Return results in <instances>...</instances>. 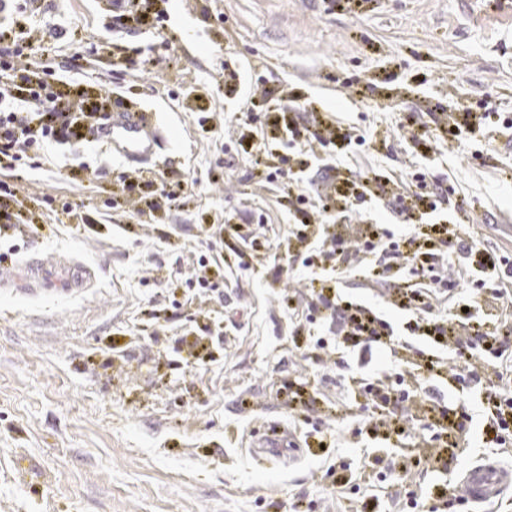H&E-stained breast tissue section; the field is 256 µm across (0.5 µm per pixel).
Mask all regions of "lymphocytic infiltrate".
I'll use <instances>...</instances> for the list:
<instances>
[{
	"label": "lymphocytic infiltrate",
	"instance_id": "f902f5d3",
	"mask_svg": "<svg viewBox=\"0 0 512 512\" xmlns=\"http://www.w3.org/2000/svg\"><path fill=\"white\" fill-rule=\"evenodd\" d=\"M29 23L26 0L10 21L0 20V241L9 240L19 225L34 223L25 200L11 180L17 179L24 156L33 149L83 140V119L90 102L53 90L56 71L45 65L33 70L30 61L42 51ZM286 154L271 159L265 144L252 145L247 160L260 182H280L281 197L295 222L288 229L274 262L279 271L302 267L307 288V313L293 333L325 328V335L301 347L312 371L329 366L344 369L343 352L357 358L359 375L349 376V406L364 429L383 435L409 436L410 423L423 432V449L404 459L386 460L376 476L386 482L412 471L442 474L440 483L404 491L411 512H461L467 501L453 477L454 449L470 445L475 417H482L485 447L495 461L512 453V254L481 248L469 231L470 216L460 213L449 224H416L415 213L437 210L447 190L425 173L410 182L376 184L377 193L391 195L395 213L410 225L394 235L379 224L365 225L349 237L335 230L337 213L352 210L344 187L321 194L302 176H287L291 149L341 144L349 147V130L328 123L307 132L285 126ZM354 277L380 286L392 306L414 314L409 330L427 337L432 349H410L398 358L396 370L373 379L377 352L395 350L398 338L390 324L362 304L345 300L340 285ZM447 295L448 308L435 302Z\"/></svg>",
	"mask_w": 512,
	"mask_h": 512
}]
</instances>
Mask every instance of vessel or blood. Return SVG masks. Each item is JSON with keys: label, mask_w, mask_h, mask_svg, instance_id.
<instances>
[{"label": "vessel or blood", "mask_w": 512, "mask_h": 512, "mask_svg": "<svg viewBox=\"0 0 512 512\" xmlns=\"http://www.w3.org/2000/svg\"><path fill=\"white\" fill-rule=\"evenodd\" d=\"M92 141L105 145L112 156L123 159L134 170L151 164L164 143L174 132L163 125L156 113L124 102L113 104L89 129ZM295 438L271 426L255 432L248 448L256 461H293ZM463 494L475 504L490 502L512 486V467L504 468L490 462L471 465L461 478Z\"/></svg>", "instance_id": "1"}]
</instances>
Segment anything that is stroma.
Wrapping results in <instances>:
<instances>
[{
	"instance_id": "obj_1",
	"label": "stroma",
	"mask_w": 512,
	"mask_h": 512,
	"mask_svg": "<svg viewBox=\"0 0 512 512\" xmlns=\"http://www.w3.org/2000/svg\"><path fill=\"white\" fill-rule=\"evenodd\" d=\"M100 0H48L34 23L55 30L44 53L68 64L96 46H124L125 67L98 63L79 87L110 85L175 130L153 171L182 181L187 206L139 222L118 184L126 165L95 143L32 150L24 190L72 203L77 217L45 211L0 269L18 281L37 264L55 283L34 295L0 288V512H353L356 496L325 470L349 464L365 477L366 512H397L400 489L368 465L383 440L310 442L290 465L257 462L253 430L293 429L290 384L316 380L290 339L306 314L302 274L274 276L288 233L276 185L247 177L235 115L243 107L226 68L259 64L263 85L315 101L325 121L388 145L346 158L341 180L407 178L419 168L454 182L453 203L473 217L486 247L512 239V183L497 140L479 161L440 140L429 158L398 141L396 121L436 106L512 114V10L493 0H167L161 47L152 33L109 31ZM263 223H254V216ZM249 266L234 272L225 300H202L174 279L199 255ZM88 279L80 285L73 273ZM224 330L204 366L179 337ZM247 400L239 408L238 400Z\"/></svg>"
}]
</instances>
